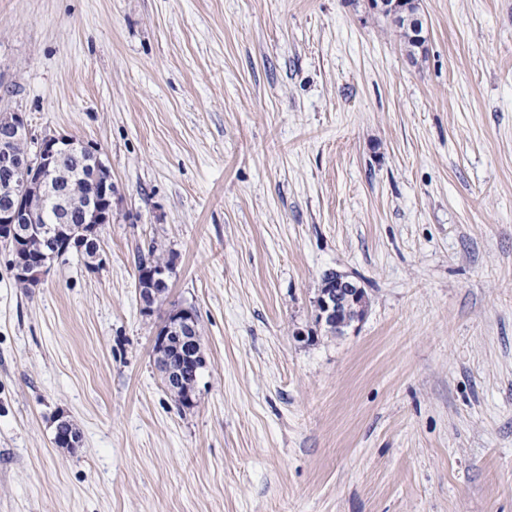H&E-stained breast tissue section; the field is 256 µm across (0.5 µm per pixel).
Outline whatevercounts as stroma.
<instances>
[{
    "mask_svg": "<svg viewBox=\"0 0 512 512\" xmlns=\"http://www.w3.org/2000/svg\"><path fill=\"white\" fill-rule=\"evenodd\" d=\"M419 7L414 63L368 0H0V108L112 172L98 270L25 290L0 246V512H512V0ZM135 266L136 270L140 272L158 269L169 270V260L161 253L157 254V248L151 244L146 253L143 250H138ZM359 286L348 276L337 273L323 285L321 302L317 306L316 317L322 323H334L341 327L342 308L350 301H355L359 294Z\"/></svg>",
    "mask_w": 512,
    "mask_h": 512,
    "instance_id": "stroma-1",
    "label": "stroma"
}]
</instances>
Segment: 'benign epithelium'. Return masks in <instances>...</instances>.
<instances>
[{"label": "benign epithelium", "instance_id": "benign-epithelium-1", "mask_svg": "<svg viewBox=\"0 0 512 512\" xmlns=\"http://www.w3.org/2000/svg\"><path fill=\"white\" fill-rule=\"evenodd\" d=\"M374 11L391 9L396 16L408 12L407 0H368ZM80 153L88 157L97 191L88 196L82 205V221L79 235L69 236L63 225L42 224L33 216L35 196L42 195L51 187L67 180L56 166L59 155ZM112 223V173L101 158L99 151L72 135L46 132L39 137L30 134L28 123L21 112L0 113V244L8 247L16 259L12 264L13 276L31 283L42 280L55 260H26L20 256L23 243L30 236H41L55 241L63 252L75 251L81 255L93 253L89 268L96 269L103 263L101 254V230ZM359 286L348 276L336 274L323 285L321 302L317 306L319 322L341 326L342 308L355 300ZM186 345L191 339L184 335L182 327L166 324L156 344L166 347L171 340Z\"/></svg>", "mask_w": 512, "mask_h": 512}]
</instances>
